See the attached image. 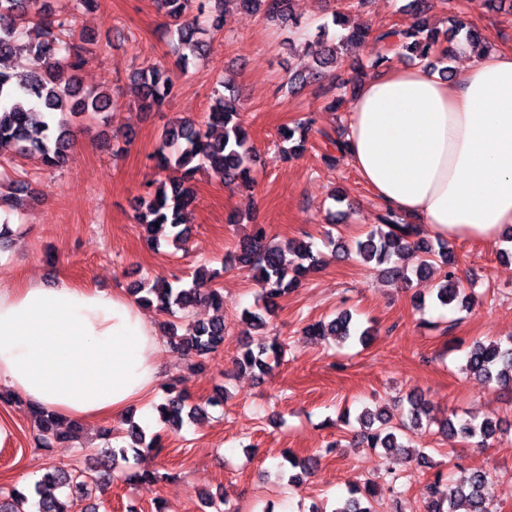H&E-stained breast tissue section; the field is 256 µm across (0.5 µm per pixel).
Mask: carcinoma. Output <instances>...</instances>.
<instances>
[{
    "instance_id": "1",
    "label": "carcinoma",
    "mask_w": 512,
    "mask_h": 512,
    "mask_svg": "<svg viewBox=\"0 0 512 512\" xmlns=\"http://www.w3.org/2000/svg\"><path fill=\"white\" fill-rule=\"evenodd\" d=\"M209 7L203 9L196 0H157L158 8L168 19L169 31L177 35L178 57L175 67L183 71L188 65L203 57L207 38L223 27L224 0H207ZM244 10L261 13L273 22L285 23L292 20V0H235ZM416 16L414 26L407 30L388 27L373 31L367 27H356L336 37H329V27L324 24L314 38L304 43L306 54L314 57L315 71L310 75H299L298 82L307 83L322 78L323 70L336 65L338 52L344 47L360 43L370 37L379 44V50L371 60V66L385 68L394 60L412 56L421 63L434 64L444 42H451L460 33H465V43L474 44L478 33L466 30L460 21L440 34L427 28L426 13L430 0H410ZM32 26L35 35L27 48L44 61V70L30 75L13 73L7 62L14 56L17 38L26 26ZM75 34V16L60 15L53 11L47 0H0V157L9 152L20 158L36 157L47 167H61L70 158L74 141V125L80 118L96 119L104 124L112 122L114 101L110 88L103 86L94 91L83 90L76 77L93 54L90 45L95 36L82 32L79 43L67 42L61 34ZM134 80L139 84L140 107L146 112H160L173 96L176 82L165 68L150 72H136ZM243 104L233 93L214 91L213 103L206 119L198 122L182 119L165 128L160 143L152 155L157 172L168 176L154 192L137 199L134 218L137 223L152 231L159 227L167 230V237L179 246L186 243L187 224L191 223L196 201L195 179L199 171L212 172L224 184L250 183L249 138L241 122ZM216 128L222 134L213 137ZM312 132V121L299 119L293 126L281 128L282 142L290 143L281 147L286 160L301 155ZM28 186L16 183L13 195L0 197L13 209L29 201ZM381 224L365 238L354 243L353 251L364 264L378 265L402 258L411 249L422 254L417 269L427 274L436 264L445 268L443 278L433 285L437 301L446 307L454 303L460 308H470L465 289L461 288L456 276V258L448 239L436 241L416 239L417 229L392 211H385L380 217ZM293 259L288 261L285 252ZM235 263L249 264L257 268V282L266 303L244 313L245 319L263 330L267 316L272 313L274 300L297 287L302 277L318 268V259L306 244H287V249L268 242L265 225H255L253 232L239 242L229 254ZM212 278L198 272L188 288L176 286L165 279L153 282L141 281L129 289L135 301L141 305L153 306L167 317L169 343L173 349L203 361L224 347V294L211 285ZM208 304L217 315L208 322H194L186 332L178 334L177 323L188 317L192 308ZM303 332L315 340L334 336L339 342L357 340L365 343L373 336L372 329L362 328L353 320L350 311L339 312L327 323H311ZM283 346L277 341L270 342L261 334L253 340L236 364L243 369H258L265 373L272 369V363L279 362ZM464 370L487 384L501 387L512 385V343L504 346L499 342L488 344L476 342L466 353ZM407 405L401 406L400 420L393 424L390 417L380 410L373 413L367 409L357 417L360 425L361 443L369 448H381L390 458L411 459L412 445L409 434L431 421L430 408L425 398L408 395ZM159 421L171 430H179L184 417L193 418L204 412L199 405L187 404V399L178 394L157 406ZM38 430L37 441L43 448H51L66 441L68 432L75 422L58 417L47 408H36ZM441 431L461 439L485 445L489 440L504 435L500 423L491 420L476 423L469 420L447 418L440 424ZM105 447L102 461L87 469L70 471L49 467L35 486L38 496V512H96V506L87 504L91 500L88 487L105 484L110 479L107 462L128 460V454L143 453L160 455L163 445L160 437L145 439L143 432L133 427L127 431L132 443L115 446L112 440L119 434L108 428L103 431ZM397 476L386 482L390 493L395 492ZM489 473L474 470L460 485L452 483L442 490L439 481L428 486V498L424 512H492L484 496V487ZM70 489L60 498L53 490ZM376 484L361 486L356 481L347 484V496L330 511L314 508L311 512H375L372 500L382 490ZM27 496L18 490L10 498H0V512H23L22 505Z\"/></svg>"
}]
</instances>
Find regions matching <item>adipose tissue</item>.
<instances>
[{
    "mask_svg": "<svg viewBox=\"0 0 512 512\" xmlns=\"http://www.w3.org/2000/svg\"><path fill=\"white\" fill-rule=\"evenodd\" d=\"M346 156L379 203L436 235L512 227V50L455 82L397 64L354 95ZM161 343L125 295L61 282L0 286V384L64 419H150Z\"/></svg>",
    "mask_w": 512,
    "mask_h": 512,
    "instance_id": "obj_1",
    "label": "adipose tissue"
}]
</instances>
